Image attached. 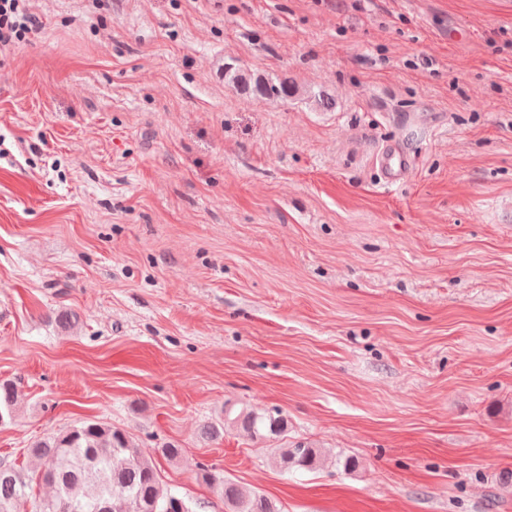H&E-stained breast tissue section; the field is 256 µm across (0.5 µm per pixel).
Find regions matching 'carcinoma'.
<instances>
[{
	"mask_svg": "<svg viewBox=\"0 0 512 512\" xmlns=\"http://www.w3.org/2000/svg\"><path fill=\"white\" fill-rule=\"evenodd\" d=\"M224 76L245 95L288 99L298 94L286 77H251L230 66L224 67ZM17 401L16 385L0 383V425L14 419ZM234 422L256 438L278 436L287 428L284 418L265 412H241ZM29 455L38 477L55 489L56 496L30 501L22 474L0 465V512H194L192 501L163 483L155 462L142 454L126 431L102 422L85 421L38 439L29 446ZM320 459L319 449L303 444L278 449L275 463L285 471L312 470ZM201 478L221 492L228 512H282L267 497L212 467L201 466Z\"/></svg>",
	"mask_w": 512,
	"mask_h": 512,
	"instance_id": "carcinoma-1",
	"label": "carcinoma"
}]
</instances>
